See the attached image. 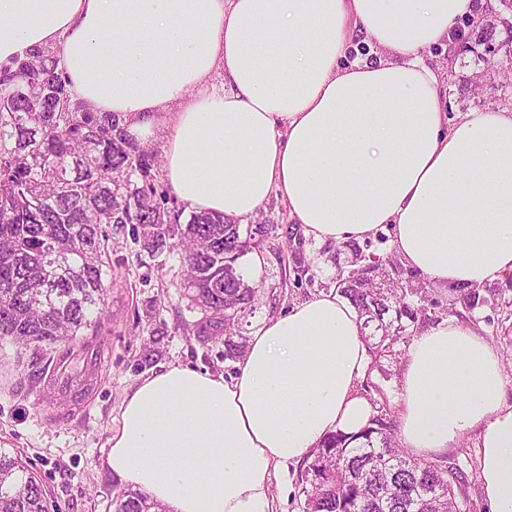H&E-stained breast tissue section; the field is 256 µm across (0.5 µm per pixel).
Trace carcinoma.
<instances>
[{"mask_svg": "<svg viewBox=\"0 0 512 512\" xmlns=\"http://www.w3.org/2000/svg\"><path fill=\"white\" fill-rule=\"evenodd\" d=\"M66 86L52 53L0 71V340L36 353L77 344L90 356L86 366H96L99 348L77 336L84 329L96 336L101 326L112 287V225L134 224L149 255L181 248L185 296L201 313L195 334L222 337L224 358L242 357L247 337L240 329L253 314L257 287L244 280L238 261L274 225L243 234L234 218L195 211L181 223L168 191L155 185L154 154L128 137L120 115L72 105ZM135 174L140 181L131 180ZM343 247L351 269L338 273L336 291L357 309L372 349L389 353L413 335L429 289L354 241ZM214 278L224 287H210ZM482 300L473 287L455 298L467 309ZM303 480L304 512H463L465 503L462 472L395 446L384 414L357 434L327 436L312 450ZM112 509L167 512L133 488L114 495ZM0 512H47L41 480L2 448Z\"/></svg>", "mask_w": 512, "mask_h": 512, "instance_id": "1", "label": "carcinoma"}]
</instances>
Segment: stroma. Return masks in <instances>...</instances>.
Segmentation results:
<instances>
[{
	"label": "stroma",
	"mask_w": 512,
	"mask_h": 512,
	"mask_svg": "<svg viewBox=\"0 0 512 512\" xmlns=\"http://www.w3.org/2000/svg\"><path fill=\"white\" fill-rule=\"evenodd\" d=\"M451 86L445 111L456 121L472 111L512 110V76L485 78V66L473 52L447 56L429 53ZM259 221L275 225L261 249L240 259L250 284L257 286L256 309L248 316L245 334L264 320L287 312L312 294L336 285L338 270H349L347 252L335 245L305 238L286 204L270 196ZM184 267L179 251L149 257L134 238L132 225L112 232V288L105 297L107 321L98 336L101 362L81 391L62 388L47 358L63 348L51 346L48 356L22 350L0 340V448L20 452L46 490L49 512H111L114 494L123 490L105 464L109 439L120 418L121 405L135 386L172 365L200 372H236L225 359L223 342L201 341L189 329L198 317L183 296ZM437 303L428 307L429 324L456 316L480 323L486 339L498 349L506 379L505 397L512 404V285L493 283L483 303L472 309L454 306L451 287L433 285ZM409 351L401 341L389 357L371 358L358 389L374 411L399 418L401 372ZM445 465L461 468L466 476L469 512H491L479 475L475 434L462 436L442 454ZM301 464L275 467L271 497L275 512H302L305 495Z\"/></svg>",
	"instance_id": "obj_1"
}]
</instances>
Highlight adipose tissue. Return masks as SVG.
I'll return each instance as SVG.
<instances>
[{
	"instance_id": "ef3b65f1",
	"label": "adipose tissue",
	"mask_w": 512,
	"mask_h": 512,
	"mask_svg": "<svg viewBox=\"0 0 512 512\" xmlns=\"http://www.w3.org/2000/svg\"><path fill=\"white\" fill-rule=\"evenodd\" d=\"M477 15L476 0H0V70L56 51L82 111L138 141L164 128L166 177L194 210L251 217L275 194L315 242L388 225L406 268L483 286L512 275V110L449 123L424 57ZM368 361L357 311L312 295L251 336L232 378L175 365L140 382L106 465L168 512H273L275 466L368 423ZM504 389L500 354L457 318L409 347L402 447L430 458L475 433L492 512H512Z\"/></svg>"
}]
</instances>
